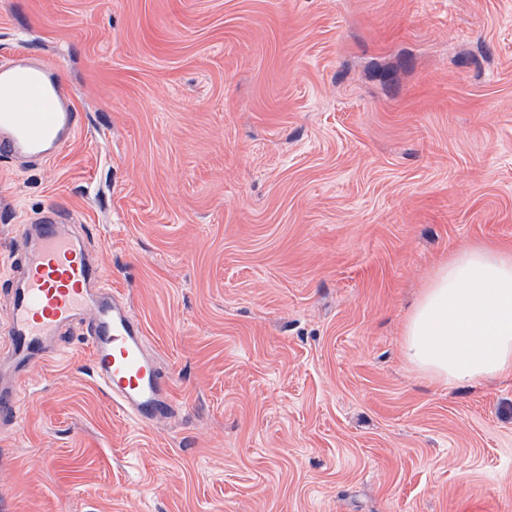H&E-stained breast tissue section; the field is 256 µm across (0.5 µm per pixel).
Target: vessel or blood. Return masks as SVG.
<instances>
[{
	"mask_svg": "<svg viewBox=\"0 0 512 512\" xmlns=\"http://www.w3.org/2000/svg\"><path fill=\"white\" fill-rule=\"evenodd\" d=\"M59 64L39 54L0 60V156L50 161L82 124L58 76ZM74 215L49 206L19 225L4 282L11 296L4 332L14 356L43 357L48 337L79 327L90 368L113 406L152 428L175 410L173 389L146 346L129 299L102 283L95 256L73 237Z\"/></svg>",
	"mask_w": 512,
	"mask_h": 512,
	"instance_id": "1",
	"label": "vessel or blood"
}]
</instances>
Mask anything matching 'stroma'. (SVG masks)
<instances>
[{
  "mask_svg": "<svg viewBox=\"0 0 512 512\" xmlns=\"http://www.w3.org/2000/svg\"><path fill=\"white\" fill-rule=\"evenodd\" d=\"M86 120L0 161L80 215L175 387L144 429L78 334L0 421V512H512V379L402 356L456 251L512 250V0H0Z\"/></svg>",
  "mask_w": 512,
  "mask_h": 512,
  "instance_id": "stroma-1",
  "label": "stroma"
}]
</instances>
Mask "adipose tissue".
<instances>
[{
	"label": "adipose tissue",
	"instance_id": "obj_1",
	"mask_svg": "<svg viewBox=\"0 0 512 512\" xmlns=\"http://www.w3.org/2000/svg\"><path fill=\"white\" fill-rule=\"evenodd\" d=\"M403 355L454 384L512 375V253L472 246L433 275L405 326Z\"/></svg>",
	"mask_w": 512,
	"mask_h": 512
}]
</instances>
